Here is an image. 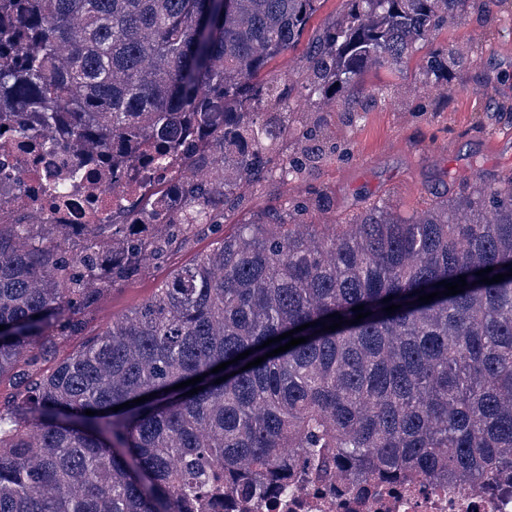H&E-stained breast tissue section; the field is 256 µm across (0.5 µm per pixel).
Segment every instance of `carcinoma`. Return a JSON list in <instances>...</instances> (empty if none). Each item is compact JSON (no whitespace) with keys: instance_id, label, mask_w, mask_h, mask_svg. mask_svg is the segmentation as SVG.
Segmentation results:
<instances>
[{"instance_id":"carcinoma-1","label":"carcinoma","mask_w":512,"mask_h":512,"mask_svg":"<svg viewBox=\"0 0 512 512\" xmlns=\"http://www.w3.org/2000/svg\"><path fill=\"white\" fill-rule=\"evenodd\" d=\"M467 3L344 0L280 89L268 67L321 0H0V125L21 124L18 107L31 137L112 159L117 183L194 147L180 211L159 183L79 233L0 223V382L19 381L0 406V512H212L226 495L287 487L303 466L344 483L487 484L512 470V276L475 275L512 268L511 173L414 218L375 205L311 224L319 200L301 199L225 223L242 187L292 182L336 153L327 119L293 111V98L329 114L366 73L423 50L424 73L440 77L464 52L429 45ZM197 224L224 228L219 246L41 367L54 337ZM461 275L464 292L419 303ZM360 305L371 315L349 324ZM333 313L346 324L323 330ZM309 322L294 334L307 342L244 369ZM200 375L202 391L173 389Z\"/></svg>"}]
</instances>
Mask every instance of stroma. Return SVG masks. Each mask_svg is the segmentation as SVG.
Listing matches in <instances>:
<instances>
[{
    "label": "stroma",
    "mask_w": 512,
    "mask_h": 512,
    "mask_svg": "<svg viewBox=\"0 0 512 512\" xmlns=\"http://www.w3.org/2000/svg\"><path fill=\"white\" fill-rule=\"evenodd\" d=\"M433 45L458 46L466 54L461 65L450 67L447 89L426 81L423 53L404 59L398 95L371 103L353 123L343 110L332 114L330 129L343 154L324 158L302 181H260L243 188L242 205L227 212V223H246L310 187L326 193L332 205L331 212H313L318 224L344 221L373 203L390 204L408 216L456 195L475 175L490 179L512 170V0H502L488 14L468 8L449 20ZM216 239L208 226L193 227L165 262L149 264L141 276L112 288L79 334L55 338L44 368L134 311L173 269L213 249Z\"/></svg>",
    "instance_id": "obj_1"
}]
</instances>
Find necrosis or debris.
Instances as JSON below:
<instances>
[{
	"mask_svg": "<svg viewBox=\"0 0 512 512\" xmlns=\"http://www.w3.org/2000/svg\"><path fill=\"white\" fill-rule=\"evenodd\" d=\"M67 179L61 199L46 190L55 179ZM112 168L89 161L74 142L48 135L32 145L22 131L0 138V222L19 224L35 218L41 224H67L83 230L108 224L113 212L133 208L141 189L137 183L112 189ZM497 487L466 488L425 478L403 485L373 481L351 486L333 479L312 482L296 477L287 488H265L226 498L224 512H512V471L498 476Z\"/></svg>",
	"mask_w": 512,
	"mask_h": 512,
	"instance_id": "4bbe7bcc",
	"label": "necrosis or debris"
}]
</instances>
